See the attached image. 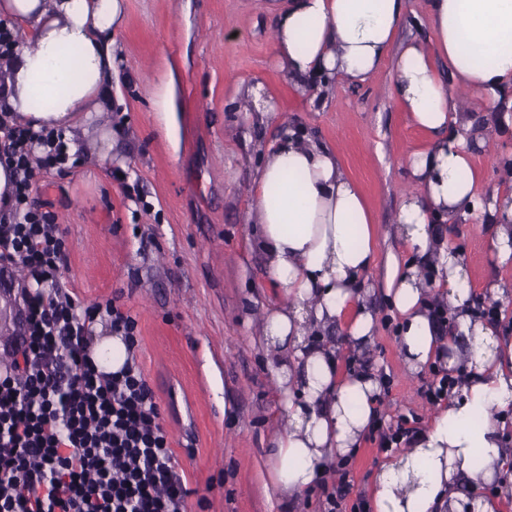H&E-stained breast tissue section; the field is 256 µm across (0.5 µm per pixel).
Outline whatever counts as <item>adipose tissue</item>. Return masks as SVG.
Masks as SVG:
<instances>
[{
	"label": "adipose tissue",
	"mask_w": 512,
	"mask_h": 512,
	"mask_svg": "<svg viewBox=\"0 0 512 512\" xmlns=\"http://www.w3.org/2000/svg\"><path fill=\"white\" fill-rule=\"evenodd\" d=\"M428 7L448 60L444 76L420 42L392 54L406 0H272L269 26L280 68L314 100L331 78L360 85L394 59L398 100L427 135L407 160L418 191L402 200L396 233L409 259L389 257L387 295L407 366L439 360L462 379L432 425L377 472L372 512H453L462 499L471 512H499L512 486L501 484L492 496L481 490L512 456L495 417L512 409V341L474 317L469 275L443 225L458 214L481 216L493 228L499 264L512 265V192H482L470 175L472 122L462 98L476 95L493 128L512 132V0H429ZM0 16L24 33L0 58V103L33 130L62 133L69 154L107 161L112 131L94 139L88 128L112 110L126 0H0ZM253 182L255 244L269 281L288 299L261 328L288 420L274 442L270 480L280 496L297 499L358 448L380 415L379 375L341 373L327 337L338 327L351 345L372 341L374 314L363 297L374 218L335 153L299 127L280 126ZM441 306L453 316L444 331L433 315ZM479 412L484 421L476 427Z\"/></svg>",
	"instance_id": "ef3b65f1"
}]
</instances>
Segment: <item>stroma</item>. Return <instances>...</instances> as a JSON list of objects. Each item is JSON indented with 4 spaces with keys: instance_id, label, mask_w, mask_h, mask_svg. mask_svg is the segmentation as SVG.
I'll use <instances>...</instances> for the list:
<instances>
[{
    "instance_id": "1",
    "label": "stroma",
    "mask_w": 512,
    "mask_h": 512,
    "mask_svg": "<svg viewBox=\"0 0 512 512\" xmlns=\"http://www.w3.org/2000/svg\"><path fill=\"white\" fill-rule=\"evenodd\" d=\"M267 0H127L119 38V101L113 120L124 140L111 161L41 172L35 206L52 212L68 239L62 282L82 303L115 298L138 322L137 360L161 408L160 423L190 494L188 512H319L315 496L283 500L268 481L281 395L267 367L258 315L282 298L264 274L249 220L248 172L259 147L285 121L334 148L375 219V263L366 302L377 321L372 344L341 350V369H378L389 389L378 404L385 422L415 416L426 429L431 413L422 397L431 366L409 371L398 348L399 319L385 295L389 255L405 257L393 218L408 179L404 156L426 140L395 94L392 64L364 84L334 80L311 101L278 65ZM173 76L178 148L162 136L153 94ZM261 85L278 104L263 121L244 111L248 87ZM472 163L487 191L508 192L499 161L512 159V134L496 151L477 127ZM475 298L495 281L503 334L512 336V266L498 265L486 225L449 219ZM364 439L350 462L349 500L371 493L386 461Z\"/></svg>"
}]
</instances>
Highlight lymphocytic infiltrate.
<instances>
[{
    "label": "lymphocytic infiltrate",
    "mask_w": 512,
    "mask_h": 512,
    "mask_svg": "<svg viewBox=\"0 0 512 512\" xmlns=\"http://www.w3.org/2000/svg\"><path fill=\"white\" fill-rule=\"evenodd\" d=\"M68 162L61 135L0 111V163L14 174L0 203V273L25 280V333L0 375V512H185L189 491L137 362L136 319L115 300L85 305L62 287L66 233L28 206L37 169ZM97 323L126 347L118 371L92 358ZM349 465L340 458L336 483L322 487L323 512H369L366 499L347 500Z\"/></svg>",
    "instance_id": "f902f5d3"
}]
</instances>
